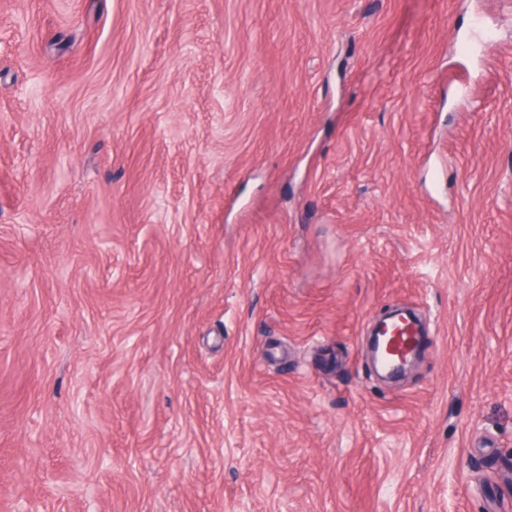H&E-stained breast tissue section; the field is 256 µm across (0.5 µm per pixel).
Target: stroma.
<instances>
[{"label":"stroma","instance_id":"stroma-1","mask_svg":"<svg viewBox=\"0 0 512 512\" xmlns=\"http://www.w3.org/2000/svg\"><path fill=\"white\" fill-rule=\"evenodd\" d=\"M0 512H512V0H0ZM419 336L421 335L415 334L409 328L408 330H400L391 341L389 355L384 354L383 358L380 359L382 365L390 367L397 364L411 350L413 344L415 349Z\"/></svg>","mask_w":512,"mask_h":512}]
</instances>
